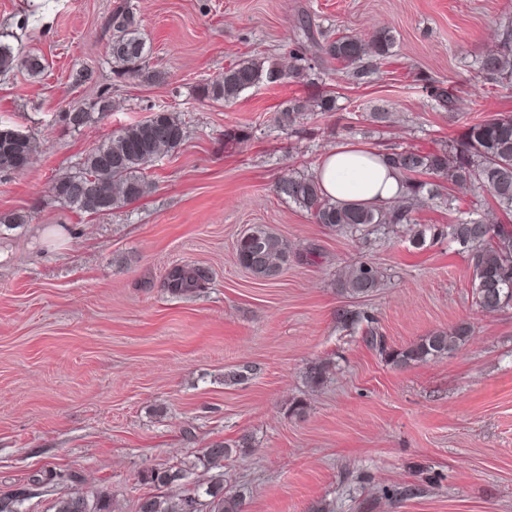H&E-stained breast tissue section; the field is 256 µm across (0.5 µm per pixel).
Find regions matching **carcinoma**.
I'll return each instance as SVG.
<instances>
[{
	"label": "carcinoma",
	"mask_w": 512,
	"mask_h": 512,
	"mask_svg": "<svg viewBox=\"0 0 512 512\" xmlns=\"http://www.w3.org/2000/svg\"><path fill=\"white\" fill-rule=\"evenodd\" d=\"M141 21L130 9L112 14L108 43L109 56L120 73L150 79L149 54L140 32ZM320 57L346 65L387 56L393 44L384 31L372 40L337 36L317 40L307 35ZM16 67L38 76L44 71L43 58L9 45L0 44V73ZM479 70L486 79L512 86V21L499 29L495 48L479 60ZM282 72L260 58H246L230 64L216 79L201 87V96L212 101L230 102L241 92L266 80L274 83ZM331 112L335 98L318 93L312 97H291L278 108L277 120L291 127L310 110ZM112 111V102L104 94L88 112L74 107L61 113L60 121L78 129L93 121L94 115ZM185 122L176 112L159 110L144 120L125 126L92 148L77 166L54 180L51 191L55 199L69 209L88 214H104L148 195L152 182L149 170L163 151L178 149L185 138ZM34 134L0 123V174L24 171L37 152ZM385 159L401 174L406 200L417 204L439 196L440 185L427 177L440 178L450 186L469 185L489 193L502 211L512 214V115L494 113L468 126L459 143L446 150L423 152L415 148H394ZM276 193L309 214L317 224L338 231L359 230L372 224H409L411 210L402 207L384 210L375 206H358L338 202L324 195L314 176H286L276 185ZM448 238L466 253L472 268V285L476 306L485 313L512 308V223L488 224L470 215L448 225ZM239 264L261 281L276 278L288 265V242L264 225H254L238 240ZM202 277L194 269L174 267L165 278L173 294L185 295L201 287ZM379 271L372 263L361 261L351 266L338 281L341 291L351 297H365L379 284ZM471 336V327L458 322L446 330L423 336L402 349L382 348L387 361L405 366L415 362L455 353ZM248 436L237 442H214L185 468L158 467L146 471L142 480L158 489L138 500L136 512H242V504L224 496V458L235 448H245ZM201 467L209 473L206 482L174 498L160 489L186 480L191 471ZM25 500L19 493L0 496V512H22ZM53 512H112V497L104 492L87 493L70 489L57 494Z\"/></svg>",
	"instance_id": "obj_1"
}]
</instances>
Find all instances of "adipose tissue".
I'll return each mask as SVG.
<instances>
[{
  "label": "adipose tissue",
  "instance_id": "adipose-tissue-1",
  "mask_svg": "<svg viewBox=\"0 0 512 512\" xmlns=\"http://www.w3.org/2000/svg\"><path fill=\"white\" fill-rule=\"evenodd\" d=\"M315 173L323 192L340 202L389 208L405 194L400 174L372 147L336 145L323 154Z\"/></svg>",
  "mask_w": 512,
  "mask_h": 512
}]
</instances>
